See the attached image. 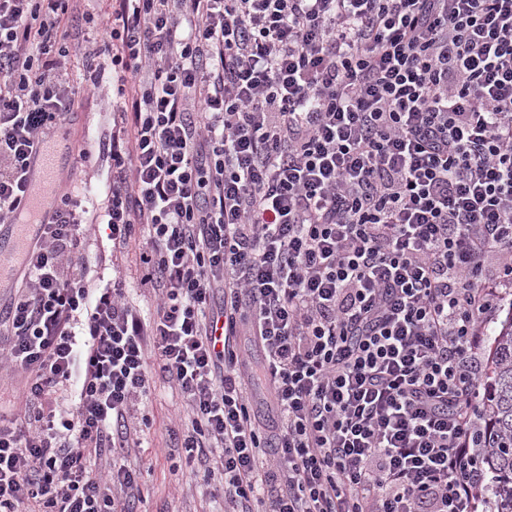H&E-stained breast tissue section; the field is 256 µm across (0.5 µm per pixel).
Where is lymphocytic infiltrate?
Masks as SVG:
<instances>
[{
  "instance_id": "obj_1",
  "label": "lymphocytic infiltrate",
  "mask_w": 512,
  "mask_h": 512,
  "mask_svg": "<svg viewBox=\"0 0 512 512\" xmlns=\"http://www.w3.org/2000/svg\"><path fill=\"white\" fill-rule=\"evenodd\" d=\"M75 0H0V222L28 213L71 82ZM112 183L63 197L0 332L27 377L0 422V512H134L162 374L224 512H479L483 349L512 284V0H112ZM140 239L90 276L91 225ZM264 351L236 353L239 335ZM75 387L74 407L56 394ZM107 226L98 224L91 238L87 241V246L83 252V261L91 265V269L98 266L105 269V274L112 272V263L121 266L127 274L128 288L130 298L140 305L143 310L151 308V301L148 293L143 288H138L139 272L135 261V253L131 251L126 254H115L112 256V242L107 238Z\"/></svg>"
}]
</instances>
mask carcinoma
Masks as SVG:
<instances>
[{
    "label": "carcinoma",
    "instance_id": "cac0c4a2",
    "mask_svg": "<svg viewBox=\"0 0 512 512\" xmlns=\"http://www.w3.org/2000/svg\"><path fill=\"white\" fill-rule=\"evenodd\" d=\"M487 421L478 432L483 456L495 478L501 512H512V317L494 337Z\"/></svg>",
    "mask_w": 512,
    "mask_h": 512
}]
</instances>
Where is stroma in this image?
<instances>
[{
  "instance_id": "stroma-1",
  "label": "stroma",
  "mask_w": 512,
  "mask_h": 512,
  "mask_svg": "<svg viewBox=\"0 0 512 512\" xmlns=\"http://www.w3.org/2000/svg\"><path fill=\"white\" fill-rule=\"evenodd\" d=\"M74 120L69 127L71 140H83L92 135L90 160L78 163L74 171L76 182L87 184L96 192L97 202H104V188L111 177L108 138L112 128L111 95L83 98L75 105ZM106 225H97L82 255L85 263L101 268L121 266L127 274L130 297L141 308L151 305L148 293L139 288V272L135 257L116 254L107 237ZM182 407V397L162 377H155L147 404L140 413L147 418L141 434V445L126 455L124 462L140 473V494L135 512H222L224 502L210 487L187 489L185 482L191 466L178 446L176 416Z\"/></svg>"
}]
</instances>
